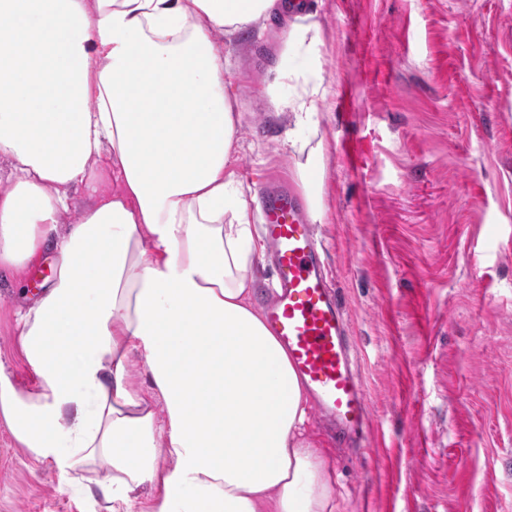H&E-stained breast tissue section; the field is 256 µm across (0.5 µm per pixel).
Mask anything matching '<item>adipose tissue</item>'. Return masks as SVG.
<instances>
[{
	"label": "adipose tissue",
	"instance_id": "adipose-tissue-1",
	"mask_svg": "<svg viewBox=\"0 0 512 512\" xmlns=\"http://www.w3.org/2000/svg\"><path fill=\"white\" fill-rule=\"evenodd\" d=\"M280 16L278 0H0V158L15 173L0 267L48 254L54 270L18 319L38 387L0 370V417L62 474L105 460L112 512H134L142 486L148 512L336 508L307 391L253 302L264 246L230 166L224 38ZM284 36L303 124L322 32L298 14ZM97 164L113 186L77 206Z\"/></svg>",
	"mask_w": 512,
	"mask_h": 512
}]
</instances>
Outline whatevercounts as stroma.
<instances>
[{
  "label": "stroma",
  "instance_id": "35a3bbf8",
  "mask_svg": "<svg viewBox=\"0 0 512 512\" xmlns=\"http://www.w3.org/2000/svg\"><path fill=\"white\" fill-rule=\"evenodd\" d=\"M322 30L310 143L327 159L314 230L366 386L369 450L317 416L335 512H512V0H307ZM283 37L261 21L224 40L244 187L308 152L276 82ZM0 271V368L38 377L18 313L49 263ZM100 464L75 491L0 418V512H109Z\"/></svg>",
  "mask_w": 512,
  "mask_h": 512
}]
</instances>
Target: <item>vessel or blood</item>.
<instances>
[{
    "label": "vessel or blood",
    "mask_w": 512,
    "mask_h": 512,
    "mask_svg": "<svg viewBox=\"0 0 512 512\" xmlns=\"http://www.w3.org/2000/svg\"><path fill=\"white\" fill-rule=\"evenodd\" d=\"M259 195L279 281L274 300L263 309L265 322L312 392L316 412L332 420L340 436L362 432L369 415L366 390L352 367L344 312L303 201L279 181L262 183Z\"/></svg>",
    "instance_id": "vessel-or-blood-1"
}]
</instances>
